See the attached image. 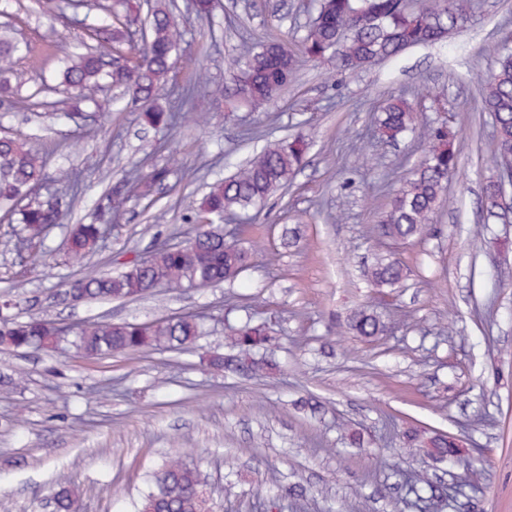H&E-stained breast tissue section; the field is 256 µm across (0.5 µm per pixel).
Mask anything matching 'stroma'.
Listing matches in <instances>:
<instances>
[{"mask_svg":"<svg viewBox=\"0 0 512 512\" xmlns=\"http://www.w3.org/2000/svg\"><path fill=\"white\" fill-rule=\"evenodd\" d=\"M29 3L0 0V22L15 23L33 45L17 64L33 89L51 78L59 52ZM175 3L184 52L159 103L182 114L179 126L146 129L136 113L119 109L106 127L91 113L74 124L21 106L0 120V129L45 153L41 194L60 189L61 173L72 169L88 184L45 241L47 267L28 264L12 219L0 214V294L21 275L28 281L22 316L77 325L196 313L203 334L189 351L108 358L82 357L67 342L53 353L0 349V512H52L62 470L83 512H134L150 472L177 457L202 472L210 512H262L272 499L282 512H420L408 474L424 470L447 486L459 467L406 447L402 433L413 424L468 438L482 452L469 482L432 512H512V286L494 283L496 270L512 268V225H495L485 238L475 233L494 148L482 80L512 28V0H482L476 19L443 43L351 74L328 62L301 63L273 104L233 113L203 92L181 98V89L201 68L224 84L231 57L268 35L300 30L311 0H216L209 22L187 11L185 0ZM427 89L444 93L448 118L461 130L459 170L434 234L395 243L376 231L389 200L382 176L402 179L425 147L370 139L366 129L385 98ZM300 124L313 140L305 166L246 226L241 242L251 259L237 279L162 288L133 302L65 296L84 265L113 271L130 254L183 241L192 230L185 218L208 183ZM143 160L173 171L159 193L166 223L128 203L102 252L74 263L68 225L94 208L113 177ZM296 223L302 239L284 246V227ZM381 255L407 271L385 298L367 277ZM360 307L374 309L388 332L373 340L349 334L346 320ZM249 317L274 331L268 354L281 371L273 377L216 371L207 362L209 353H227L229 326ZM311 396L325 404L320 415L300 405ZM348 427L361 432L363 447L347 443ZM294 483L307 487L306 500L285 496Z\"/></svg>","mask_w":512,"mask_h":512,"instance_id":"35a3bbf8","label":"stroma"}]
</instances>
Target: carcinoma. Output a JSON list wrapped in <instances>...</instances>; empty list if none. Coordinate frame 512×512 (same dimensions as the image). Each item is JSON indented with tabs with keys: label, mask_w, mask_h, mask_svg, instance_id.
Instances as JSON below:
<instances>
[{
	"label": "carcinoma",
	"mask_w": 512,
	"mask_h": 512,
	"mask_svg": "<svg viewBox=\"0 0 512 512\" xmlns=\"http://www.w3.org/2000/svg\"><path fill=\"white\" fill-rule=\"evenodd\" d=\"M39 13L56 22L63 6L56 0H36ZM66 7L96 9L93 23L87 25L78 42H69L66 31L58 32V41L70 43L71 52L58 69L60 85L74 97L73 111L63 117L82 119L80 104L101 108L98 93L105 86L121 88L128 95L126 106L139 113L146 123L172 127L179 115L164 110L158 95L164 84L175 76L184 33L170 9L160 3L153 6L147 21L148 52L140 61L130 54L132 38L128 21L133 17L129 0H114L102 6L91 0H66ZM478 5L475 0H316V18L299 41L288 35L268 38L227 69L234 96L226 101V111L242 107L261 109L275 101L292 80L298 59L330 61L340 72H354L376 62L397 59L406 49L443 40L471 21ZM31 52V44L15 36L12 26L0 24V104L10 106L23 85L16 62ZM484 110L492 118L494 149L489 159L491 175L481 196L483 224L478 234L492 224L512 221V213L503 203L505 180L512 179V39L507 37L494 67L484 80ZM373 132L392 142L410 137L426 144L422 160L403 178L392 194L379 224L380 236L395 242L424 237L433 229L436 207L448 178L458 166L456 141L459 129L445 121H420L412 100L405 96L387 98L373 122ZM311 147L306 135L297 133L268 143L236 171L212 183L194 207L197 228L178 246H163L143 262L137 256L110 272L90 270L68 284L67 293L78 302L124 300L153 295L159 288L184 283L208 287L232 280L248 266L250 253L238 243L244 227L226 233L220 227L226 217L259 209L267 198L289 185L304 164ZM45 158L41 151L27 146L14 136H0V209L10 211L15 204L30 199L20 210L17 237L29 243L31 265L45 262L44 240L47 230L59 224L71 197L62 191L32 198L41 186ZM170 169L154 166L148 172L135 167L117 178L110 187L106 204L91 224H75L67 237L70 257L78 262L104 247L107 228L123 203L145 201L153 209L155 224H163L167 213L155 207V193L166 183ZM406 277L404 266L393 258L376 262L369 281L373 287L392 290ZM201 323L193 314L165 315L149 323H112L88 321L70 330L78 354L87 358L112 356L147 349H187L200 336ZM348 328L364 339L383 335L387 324L368 308H359L349 317ZM62 337L56 322L30 317L17 320L0 316V348L54 349ZM235 353L213 354L210 365L218 370H234L263 376L274 369L271 360L260 355L270 341L264 323L245 322L230 336ZM405 444L435 462H461L460 449L451 433L430 432L413 427L404 432ZM53 495L55 512H75L76 495L64 487ZM415 495L429 492L432 501L447 495L436 488L422 472L409 480ZM204 482L198 470L181 458L171 459L153 475V488L141 500L137 512H203Z\"/></svg>",
	"instance_id": "1"
}]
</instances>
